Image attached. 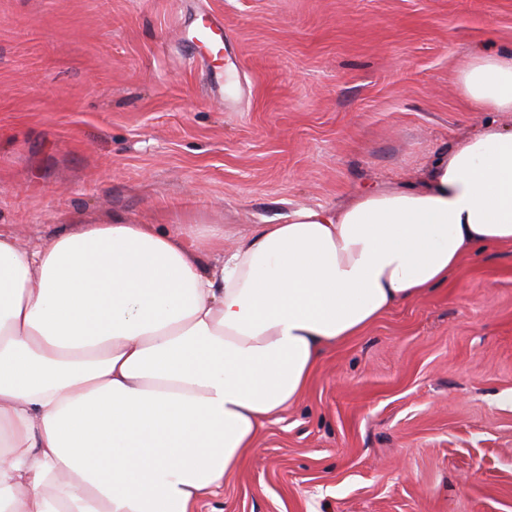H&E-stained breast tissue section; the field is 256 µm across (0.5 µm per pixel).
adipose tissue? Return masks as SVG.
Instances as JSON below:
<instances>
[{
    "instance_id": "ef3b65f1",
    "label": "adipose tissue",
    "mask_w": 512,
    "mask_h": 512,
    "mask_svg": "<svg viewBox=\"0 0 512 512\" xmlns=\"http://www.w3.org/2000/svg\"><path fill=\"white\" fill-rule=\"evenodd\" d=\"M461 93L512 112V50L473 49ZM512 245V126L486 124L410 188L302 206L233 251L188 223L0 230V512H196L321 353Z\"/></svg>"
}]
</instances>
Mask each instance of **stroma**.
Listing matches in <instances>:
<instances>
[{"instance_id": "35a3bbf8", "label": "stroma", "mask_w": 512, "mask_h": 512, "mask_svg": "<svg viewBox=\"0 0 512 512\" xmlns=\"http://www.w3.org/2000/svg\"><path fill=\"white\" fill-rule=\"evenodd\" d=\"M222 18L214 62L182 38ZM512 49V0H0V227L124 214L224 230L413 185L512 113L458 70ZM198 512H512V247L327 348Z\"/></svg>"}]
</instances>
